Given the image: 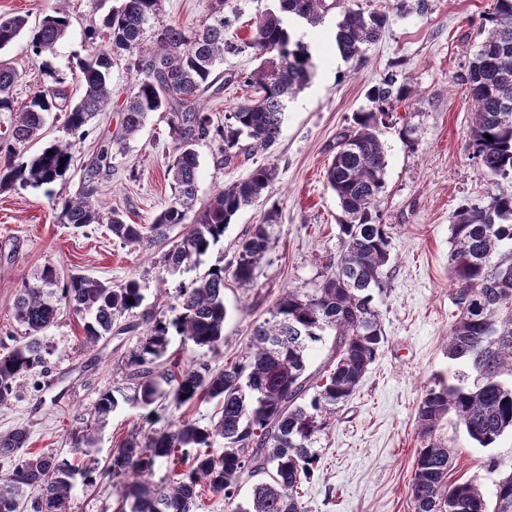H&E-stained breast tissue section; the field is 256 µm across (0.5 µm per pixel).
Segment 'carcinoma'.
I'll use <instances>...</instances> for the list:
<instances>
[{
  "instance_id": "obj_1",
  "label": "carcinoma",
  "mask_w": 512,
  "mask_h": 512,
  "mask_svg": "<svg viewBox=\"0 0 512 512\" xmlns=\"http://www.w3.org/2000/svg\"><path fill=\"white\" fill-rule=\"evenodd\" d=\"M250 37L241 43L224 38L237 23L238 12L224 11L215 0L210 21L199 30L165 26L155 45L143 43L150 23L160 17L162 0H120L102 21L88 29L90 58L81 67L83 93L70 100L66 77L52 72L51 84L27 101L14 99L19 73L0 61V112L10 113L9 133L0 140V189L41 187L66 178L72 143L47 144L26 161L13 158L40 138L46 115L62 112L73 135H85L95 114L112 100L111 53L125 52L137 74L126 98L120 144L136 134L151 112L169 113L175 157L167 177L174 195L153 223L131 224L116 211L108 218L112 238L124 246L147 240L166 246L158 264L168 271L191 265L217 245L236 214L268 190L276 177L272 164L255 167L248 177L218 192L180 235L197 199L198 154L195 146L215 135L224 141V161L267 151L278 140L287 100L309 84L314 74L311 52L296 39L291 21L317 25L339 10L335 43L346 60L382 36L387 15L366 12L354 0H276ZM491 27L479 43L463 81L476 114L471 137L481 174L512 176V0H495ZM66 12L46 15L28 28V17L0 18V50L29 33L39 57L63 37ZM251 49L262 58L249 73H214L224 53ZM246 88L249 96L214 125L200 99L218 82ZM412 88L391 73L372 85V108L355 112L350 128L336 142L326 182L341 210L342 250L327 266L324 280L310 292L290 288L274 302L270 318L253 325L242 360L213 369L207 363L164 362L170 337L214 354L223 342L226 275L249 285L270 243L268 225L257 224L239 244L229 266L219 262L188 285L178 288L168 311L143 316L148 323L137 351L126 367L128 395L117 387L102 392L90 416L105 419L123 403L146 411L145 421L159 425L140 441L128 438L100 469L77 468L54 451H28L29 431L17 427L0 433V458L12 461L0 478V512H69L75 476L83 485L110 475L116 479V512H199L203 493L235 497L243 475H266L252 487L234 512H305L302 487L314 476L319 458L314 444L331 416L352 396L385 342L375 296L386 287L384 268L390 261L392 236L378 208L385 188V153L378 131L388 125L391 110ZM491 135L492 139L485 138ZM93 179L61 202L65 223L77 228L103 223ZM449 265L453 303L459 315L448 333V360L459 366L454 382L433 380L425 387L416 413L421 447L410 483L413 512H512V464L495 462L489 473L505 471L494 482L488 501L471 480H448L450 451L433 437L454 416L469 437L489 448L512 431V195L496 196L482 207L461 205L450 224ZM133 303H128V300ZM144 300L142 285L129 279L120 286L82 275L60 277L43 266L33 283L21 288L14 302L16 320L25 328L22 340L0 353V409L14 397L17 380L45 364L49 354L43 333L65 305L84 316L82 345L96 346L112 334L117 318L135 317ZM334 331L327 367L307 372L309 356L326 330ZM176 406L213 402L210 423L189 419L162 421L160 401ZM222 450H215L216 444ZM165 469L158 482L153 477Z\"/></svg>"
}]
</instances>
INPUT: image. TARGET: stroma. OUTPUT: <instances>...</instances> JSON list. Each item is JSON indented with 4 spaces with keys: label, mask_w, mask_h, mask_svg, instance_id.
Masks as SVG:
<instances>
[{
    "label": "stroma",
    "mask_w": 512,
    "mask_h": 512,
    "mask_svg": "<svg viewBox=\"0 0 512 512\" xmlns=\"http://www.w3.org/2000/svg\"><path fill=\"white\" fill-rule=\"evenodd\" d=\"M366 10L387 14L381 39L362 57L340 56L334 41L336 12L307 28L306 44L315 65L310 84L291 100L275 146L252 159L224 161L221 138L200 142L197 197L206 205L224 187L245 179L255 164L271 163L276 178L268 199L239 211L223 239L202 255L196 266L169 273L157 263L160 251L149 244L131 248L113 240L106 225L74 228L60 218L59 201L80 189L101 147L121 127V110L132 92L136 73L126 56L112 66V101L72 138L64 115L50 113L43 141L72 142L73 164L65 180L51 188L16 187L0 191V340L21 337L14 301L23 283L33 282L44 265L61 276L82 274L112 285L136 277L144 310L163 311L178 288L191 283L218 260L232 261L240 239L257 224H269L271 243L256 271L254 284L233 278L224 282V340L213 367L240 359L254 322L268 318L285 290H312L321 284L328 262L341 244L335 194L325 172L336 136L349 127L354 112L369 108L368 87L394 71L407 77L411 97L394 108V126L381 129L385 191L379 208L392 227L393 249L386 267L388 286L377 302L386 342L348 403L331 418L317 444L321 468L304 484L307 512H413L409 485L421 446L416 413L425 385L447 376L448 332L458 310L451 297L448 270L449 226L463 203L485 206L490 196L512 195V177L489 179L473 157L470 129L475 120L468 86L462 76L488 23L493 0H429L419 14L410 0H357ZM116 0H0V15H26L30 24L56 9H66L70 25L50 52L33 56L27 37L0 50L20 78L13 89L25 101L46 82V73L67 77L72 97H79V64L86 59L90 18L107 14ZM212 0H163L158 26L198 27L211 15ZM168 113H151L124 148L112 152V169L98 177L103 216L120 211L128 222L152 224L172 201L166 170L174 157ZM416 130L419 146L410 150L400 134ZM147 330L146 322L124 334L104 337L96 347L80 345L83 320L61 308L44 333L49 350L47 371L20 378L11 404L0 412V432L24 426L33 450H57L84 459L73 432L85 427L87 411L99 395L126 384L125 363ZM140 408L124 406L95 425L94 456L110 458L127 437L147 433ZM437 438L454 451L450 480L471 479L493 492L488 458L512 461V432L489 448L471 440L455 417L444 419Z\"/></svg>",
    "instance_id": "1"
}]
</instances>
